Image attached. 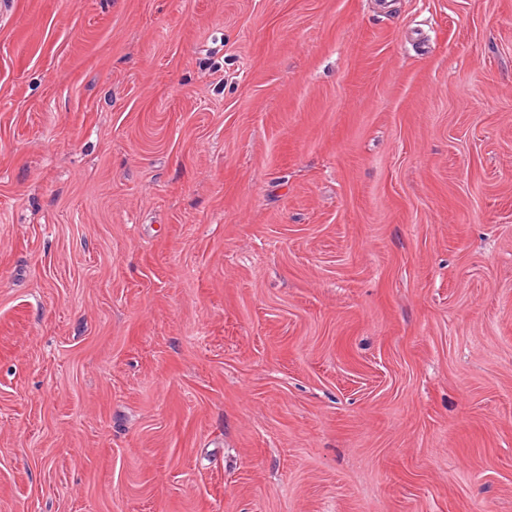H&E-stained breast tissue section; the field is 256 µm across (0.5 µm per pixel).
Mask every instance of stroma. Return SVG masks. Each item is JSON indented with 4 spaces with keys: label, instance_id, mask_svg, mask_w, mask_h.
Masks as SVG:
<instances>
[{
    "label": "stroma",
    "instance_id": "1",
    "mask_svg": "<svg viewBox=\"0 0 512 512\" xmlns=\"http://www.w3.org/2000/svg\"><path fill=\"white\" fill-rule=\"evenodd\" d=\"M0 512H512V0H0Z\"/></svg>",
    "mask_w": 512,
    "mask_h": 512
}]
</instances>
